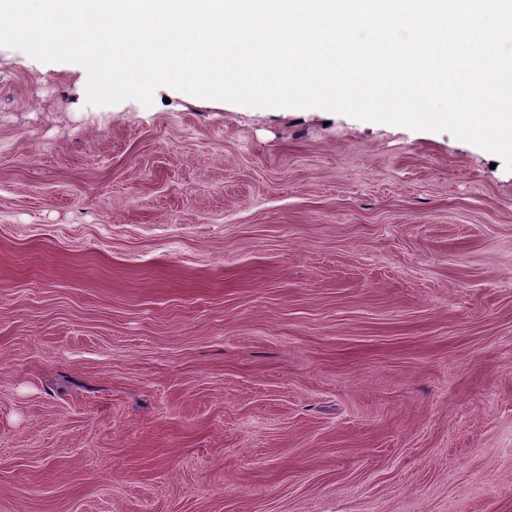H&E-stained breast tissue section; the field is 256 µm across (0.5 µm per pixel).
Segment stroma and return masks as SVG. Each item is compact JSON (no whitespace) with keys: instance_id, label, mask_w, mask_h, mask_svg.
Returning a JSON list of instances; mask_svg holds the SVG:
<instances>
[{"instance_id":"obj_1","label":"stroma","mask_w":512,"mask_h":512,"mask_svg":"<svg viewBox=\"0 0 512 512\" xmlns=\"http://www.w3.org/2000/svg\"><path fill=\"white\" fill-rule=\"evenodd\" d=\"M86 83L0 47V512H512V171Z\"/></svg>"}]
</instances>
